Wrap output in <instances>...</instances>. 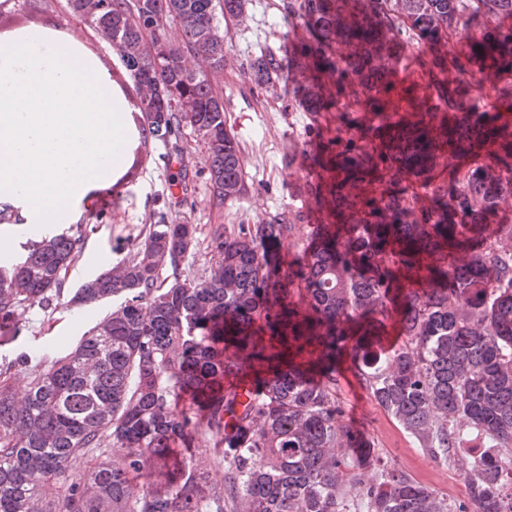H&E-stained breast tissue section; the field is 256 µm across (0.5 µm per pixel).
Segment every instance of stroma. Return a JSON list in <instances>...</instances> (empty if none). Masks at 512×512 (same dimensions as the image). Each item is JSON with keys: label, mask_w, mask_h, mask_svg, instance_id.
<instances>
[{"label": "stroma", "mask_w": 512, "mask_h": 512, "mask_svg": "<svg viewBox=\"0 0 512 512\" xmlns=\"http://www.w3.org/2000/svg\"><path fill=\"white\" fill-rule=\"evenodd\" d=\"M34 2L36 17L58 24L87 53L103 59L114 72H122L119 53L70 16L66 0ZM301 26L299 18L289 14L288 0H249L244 17L220 23L231 62L216 87L224 95L226 125L239 144L243 194L222 205L213 201L207 189V147L191 130H183L175 144L153 142L136 180L115 189H97L77 203L74 222L93 225L94 230L66 274V295H73L84 281L125 259L159 218L196 225L198 243L185 258L181 274L198 279L215 262L209 244L218 226L259 224L276 215L293 220L303 212L309 197L307 182L315 167L310 145L325 135L334 115L308 111L287 76L259 87L244 72L261 51L282 52L298 43ZM182 178L188 184L184 191L177 187ZM111 308L108 301L53 311L36 303L19 307L9 333L0 334V360L15 363L14 388H25L32 373L43 368L45 357L71 351L80 336ZM339 383L345 421L369 439L376 451L438 494L458 502L466 500L458 466L431 458L376 405L353 371H345Z\"/></svg>", "instance_id": "obj_1"}]
</instances>
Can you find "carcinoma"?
I'll use <instances>...</instances> for the list:
<instances>
[{
	"instance_id": "cac0c4a2",
	"label": "carcinoma",
	"mask_w": 512,
	"mask_h": 512,
	"mask_svg": "<svg viewBox=\"0 0 512 512\" xmlns=\"http://www.w3.org/2000/svg\"><path fill=\"white\" fill-rule=\"evenodd\" d=\"M152 2L149 13L141 0L67 8L119 50L141 92L140 145L205 132L213 198L233 201L244 173L224 98L185 59L224 70L219 17L241 15L243 0ZM288 11L308 37L286 57L260 53L246 74L262 86L286 68L312 111L336 113L319 144L331 158L308 183L319 223L219 228L208 276L188 280L179 267L196 225L162 220L67 300L63 277L90 225L0 258L3 322L25 303L115 300L23 396L10 381L15 362L0 363V512H468L372 453L344 421L346 357L424 451L459 466L474 512H512V224L499 219L512 207V124L472 110L464 79L512 73V0H300ZM456 29L461 52L443 47ZM406 34L428 46L434 106L392 80ZM460 123L494 132L457 139ZM394 126L407 129L404 143L386 138ZM447 152H483L492 164L438 183ZM288 240L297 259H273ZM391 323L403 340L386 350ZM239 377L252 385L244 398L226 386ZM176 447L166 490H135L132 478L167 465ZM213 469L222 483L208 480Z\"/></svg>"
}]
</instances>
